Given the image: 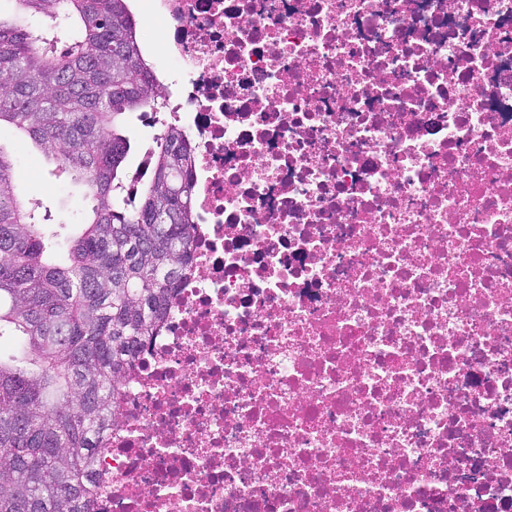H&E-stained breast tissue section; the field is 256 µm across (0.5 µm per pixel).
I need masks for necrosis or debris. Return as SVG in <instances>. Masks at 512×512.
Returning <instances> with one entry per match:
<instances>
[{
  "label": "necrosis or debris",
  "mask_w": 512,
  "mask_h": 512,
  "mask_svg": "<svg viewBox=\"0 0 512 512\" xmlns=\"http://www.w3.org/2000/svg\"><path fill=\"white\" fill-rule=\"evenodd\" d=\"M191 262L95 512H512V0H139Z\"/></svg>",
  "instance_id": "4bbe7bcc"
}]
</instances>
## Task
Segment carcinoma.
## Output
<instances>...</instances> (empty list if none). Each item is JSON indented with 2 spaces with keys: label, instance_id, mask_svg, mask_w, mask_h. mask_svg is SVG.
Segmentation results:
<instances>
[{
  "label": "carcinoma",
  "instance_id": "carcinoma-1",
  "mask_svg": "<svg viewBox=\"0 0 512 512\" xmlns=\"http://www.w3.org/2000/svg\"><path fill=\"white\" fill-rule=\"evenodd\" d=\"M0 129L84 188L77 234L26 204L0 145V512H94L112 406L192 252L190 149L167 127L138 201L126 115L161 107L129 0H14Z\"/></svg>",
  "mask_w": 512,
  "mask_h": 512
}]
</instances>
